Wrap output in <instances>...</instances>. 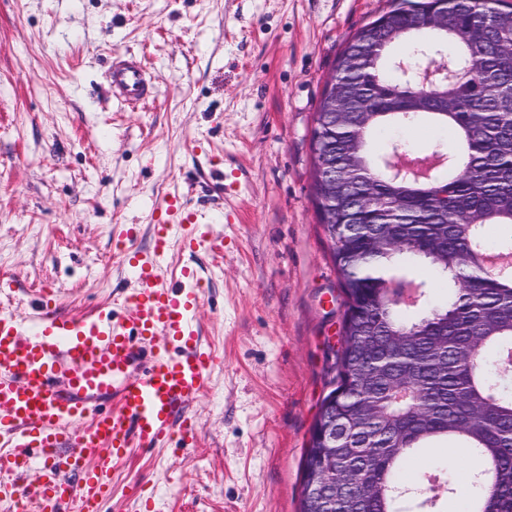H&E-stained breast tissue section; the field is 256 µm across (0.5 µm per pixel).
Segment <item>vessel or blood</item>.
Listing matches in <instances>:
<instances>
[{"label":"vessel or blood","instance_id":"obj_1","mask_svg":"<svg viewBox=\"0 0 512 512\" xmlns=\"http://www.w3.org/2000/svg\"><path fill=\"white\" fill-rule=\"evenodd\" d=\"M111 80L121 101L154 95L135 58H117ZM165 214L150 253L129 261L125 317L65 316L48 295L27 315L0 311V502L100 512L130 449L196 443L193 407L223 361L195 323L197 291L161 277L172 242L200 248L201 217L177 197ZM75 418L86 426L70 429Z\"/></svg>","mask_w":512,"mask_h":512}]
</instances>
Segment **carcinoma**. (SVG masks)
<instances>
[{"mask_svg": "<svg viewBox=\"0 0 512 512\" xmlns=\"http://www.w3.org/2000/svg\"><path fill=\"white\" fill-rule=\"evenodd\" d=\"M344 43L336 93L315 112L312 179L321 209V168L336 197L323 227L342 280L345 347L329 395L348 426L336 466L355 480L336 484V512H412L424 507L403 480L408 462L441 444L468 450L466 485L434 480L464 496L466 512H512V398L474 361L512 378V266L486 274L487 255L512 258V3L507 0H388ZM448 11V22L433 24ZM411 39L402 71L393 48ZM444 58L461 77L423 86L419 67ZM430 122L451 128L453 151L406 153L381 130ZM366 196L369 203L357 204ZM498 225L490 246L485 228ZM429 265L447 288L434 304ZM407 384L424 406L395 401ZM385 485L374 496V484Z\"/></svg>", "mask_w": 512, "mask_h": 512, "instance_id": "cac0c4a2", "label": "carcinoma"}]
</instances>
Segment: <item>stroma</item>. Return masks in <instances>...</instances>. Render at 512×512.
Instances as JSON below:
<instances>
[{"mask_svg":"<svg viewBox=\"0 0 512 512\" xmlns=\"http://www.w3.org/2000/svg\"><path fill=\"white\" fill-rule=\"evenodd\" d=\"M387 0H0V309L52 293L61 313L113 308L126 251H150L175 192L212 216L196 254V320L223 359L197 401L198 443L134 451L106 512H298L309 430L330 390L344 311L311 178L314 113L344 41ZM136 55L155 86L120 102L109 68ZM448 149L430 123L382 131ZM240 182L224 194V174ZM232 209L238 223L218 216ZM433 449L405 478L461 472Z\"/></svg>","mask_w":512,"mask_h":512,"instance_id":"obj_1","label":"stroma"}]
</instances>
